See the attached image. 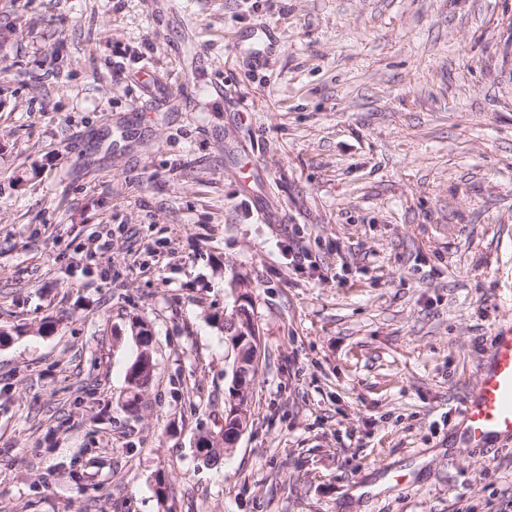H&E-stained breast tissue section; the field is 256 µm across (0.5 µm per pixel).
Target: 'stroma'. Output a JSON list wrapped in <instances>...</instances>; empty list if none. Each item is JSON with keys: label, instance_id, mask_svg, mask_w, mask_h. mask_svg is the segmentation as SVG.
Instances as JSON below:
<instances>
[{"label": "stroma", "instance_id": "1", "mask_svg": "<svg viewBox=\"0 0 512 512\" xmlns=\"http://www.w3.org/2000/svg\"><path fill=\"white\" fill-rule=\"evenodd\" d=\"M178 2L0 0V512H512V443L455 445L512 322V0ZM236 45L253 58L262 57L271 48V42L263 30L246 33L240 37L237 36ZM138 357L139 355L127 369L125 397L121 403L122 409L129 414H134L138 411L141 395L150 387L155 371L153 370L152 373L143 372L138 367ZM235 372H234V366L232 367L231 371V381L230 385L228 387V396H225L224 398V422L227 424V430L225 432L226 434H235L237 432V427H240L239 422L237 421V417H234L238 414H240L241 408L237 411V409L234 411V413L229 414L228 410L230 409L232 400L236 398L234 395V381H235ZM248 381L247 378L241 379L238 378L235 381V386L237 388V393L240 396H246L248 393ZM230 417L232 418L230 420ZM211 434H206L205 436H201L198 440V444H201L203 448H197L200 452L201 450H206L204 459L208 462L210 461H217L220 457V453L224 452V447H227L229 449H233V447L236 445L235 443V435L231 436L228 440L224 441V426H221L219 428V431L217 432L216 436H213L209 438ZM224 442V446L217 447V443L219 441Z\"/></svg>", "mask_w": 512, "mask_h": 512}]
</instances>
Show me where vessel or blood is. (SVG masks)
<instances>
[{
    "label": "vessel or blood",
    "mask_w": 512,
    "mask_h": 512,
    "mask_svg": "<svg viewBox=\"0 0 512 512\" xmlns=\"http://www.w3.org/2000/svg\"><path fill=\"white\" fill-rule=\"evenodd\" d=\"M236 44L252 57L266 54L271 42L264 31L237 37ZM459 414L460 447L489 448L512 440V325L498 328L480 370L478 382L463 401Z\"/></svg>",
    "instance_id": "obj_1"
}]
</instances>
